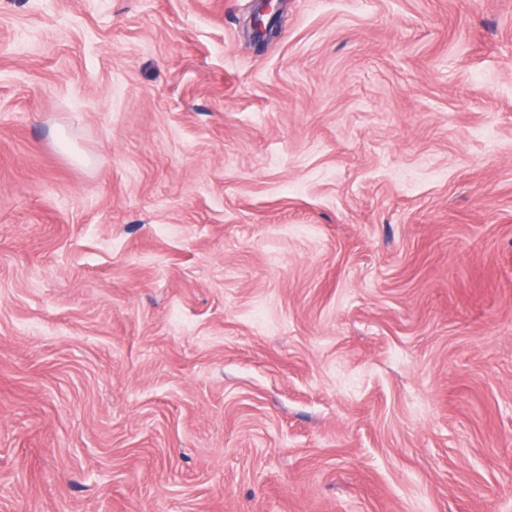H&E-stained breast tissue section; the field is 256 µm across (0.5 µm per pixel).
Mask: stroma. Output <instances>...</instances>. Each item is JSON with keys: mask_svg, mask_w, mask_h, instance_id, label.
Wrapping results in <instances>:
<instances>
[{"mask_svg": "<svg viewBox=\"0 0 512 512\" xmlns=\"http://www.w3.org/2000/svg\"><path fill=\"white\" fill-rule=\"evenodd\" d=\"M0 0V512H512V0Z\"/></svg>", "mask_w": 512, "mask_h": 512, "instance_id": "1", "label": "stroma"}]
</instances>
